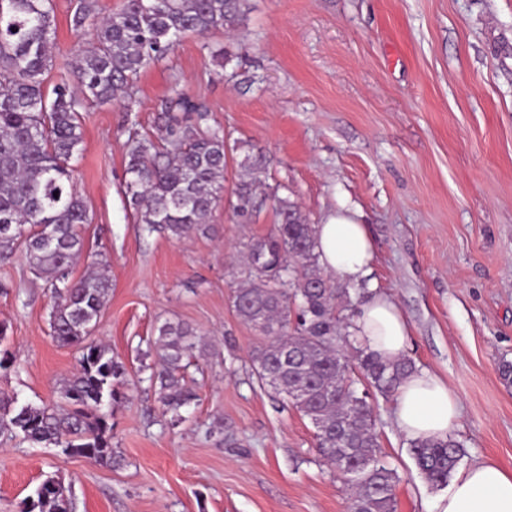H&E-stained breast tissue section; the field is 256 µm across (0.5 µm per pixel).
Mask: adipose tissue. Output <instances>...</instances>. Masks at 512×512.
<instances>
[{
	"instance_id": "ef3b65f1",
	"label": "adipose tissue",
	"mask_w": 512,
	"mask_h": 512,
	"mask_svg": "<svg viewBox=\"0 0 512 512\" xmlns=\"http://www.w3.org/2000/svg\"><path fill=\"white\" fill-rule=\"evenodd\" d=\"M323 269L359 282L374 256V242L357 211L340 208L316 225ZM358 342L387 359L402 355L410 335L392 296L373 294L352 319ZM398 431L410 440H443L457 425L460 401L438 375L419 370L398 388L393 411ZM436 512H512V470L484 460L460 473L435 501Z\"/></svg>"
}]
</instances>
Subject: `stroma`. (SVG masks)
Listing matches in <instances>:
<instances>
[{"label": "stroma", "instance_id": "stroma-1", "mask_svg": "<svg viewBox=\"0 0 512 512\" xmlns=\"http://www.w3.org/2000/svg\"><path fill=\"white\" fill-rule=\"evenodd\" d=\"M70 0H56L49 83L70 73L90 34L72 30ZM224 50L232 59L213 58ZM210 108V124L240 153L271 159L311 223L357 210L375 252L362 292L393 295L418 369L444 379L461 402L453 430L460 468L492 459L512 470V0H249L231 33L183 37L136 80L140 101L82 114L74 185L91 222L72 279L107 265L111 288L96 331L127 369L128 401L112 412L120 466L67 457L22 437L0 442V512H19L47 477L72 491L74 512H348L341 479L318 457L309 419L250 376L263 341L230 304L244 242L276 222L217 206L206 232L176 240L147 233L125 206L129 130L158 136L155 117L174 89ZM48 287L24 247L0 263V347L13 357L0 392L55 402L78 352L49 328ZM193 326L208 355L186 378L198 396L171 425L148 382L153 342L166 322ZM376 431L399 476L398 512H433L438 492L420 476L374 394Z\"/></svg>", "mask_w": 512, "mask_h": 512}]
</instances>
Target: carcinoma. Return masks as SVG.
I'll return each instance as SVG.
<instances>
[{
    "instance_id": "obj_1",
    "label": "carcinoma",
    "mask_w": 512,
    "mask_h": 512,
    "mask_svg": "<svg viewBox=\"0 0 512 512\" xmlns=\"http://www.w3.org/2000/svg\"><path fill=\"white\" fill-rule=\"evenodd\" d=\"M248 10V0H124L120 10L101 17L96 0H76L72 28L92 30L93 41L49 91L55 0H0V260L25 247L31 269L50 287L51 335L80 353L76 372L61 384V403L19 405L0 393V437L21 435L66 456L120 465L108 420L112 406L127 399L126 368L92 338L111 284L102 263L68 280L84 252L81 227L90 221L71 165L81 152L82 111L112 101L134 111L135 80L144 67L166 58L186 34L237 28ZM155 123L157 139L134 132L126 142L123 192L135 223L180 240L206 230L222 201L244 219L273 201L278 223L244 244L232 295L236 315L265 339L251 355V375L310 419L318 456L344 472L349 512H397L399 476L383 460L374 406L351 373L360 371L367 386L393 396L415 363L406 356L387 361L357 344L352 316L341 314L352 307L350 292L321 272L307 216L266 185L264 155H245L239 162L243 174L228 192L224 171L235 147L211 128L207 107L176 89ZM206 350L204 338L187 324L158 328L148 380L178 420L196 398L185 380L186 361ZM409 448L419 473L435 488L448 485L463 456L451 436L411 441ZM72 509L65 486L50 477L20 512Z\"/></svg>"
}]
</instances>
